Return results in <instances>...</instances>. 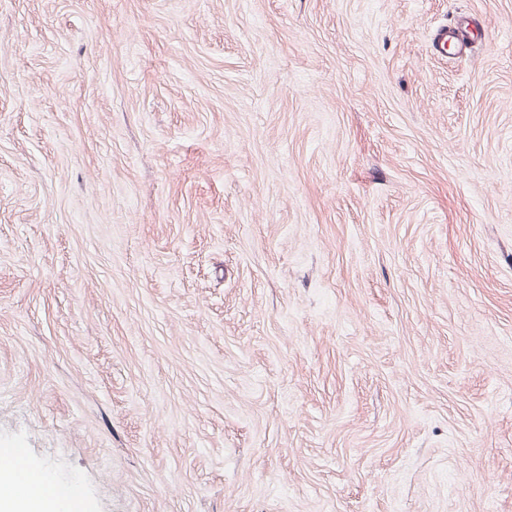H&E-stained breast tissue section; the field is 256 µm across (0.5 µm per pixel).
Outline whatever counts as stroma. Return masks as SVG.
<instances>
[{"label": "stroma", "mask_w": 512, "mask_h": 512, "mask_svg": "<svg viewBox=\"0 0 512 512\" xmlns=\"http://www.w3.org/2000/svg\"><path fill=\"white\" fill-rule=\"evenodd\" d=\"M7 452L72 512H512V0H0ZM478 40V34H474L468 29V26L459 24L456 28L451 31L444 30L440 36V46L444 50H447L448 42L452 47L457 49H463L471 43H475Z\"/></svg>", "instance_id": "1"}]
</instances>
